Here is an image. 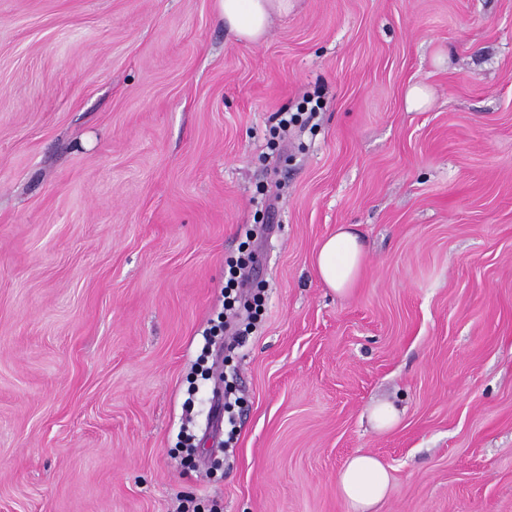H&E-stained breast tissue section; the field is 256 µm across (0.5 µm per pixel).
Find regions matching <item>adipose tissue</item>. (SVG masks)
I'll list each match as a JSON object with an SVG mask.
<instances>
[{
	"instance_id": "adipose-tissue-1",
	"label": "adipose tissue",
	"mask_w": 512,
	"mask_h": 512,
	"mask_svg": "<svg viewBox=\"0 0 512 512\" xmlns=\"http://www.w3.org/2000/svg\"><path fill=\"white\" fill-rule=\"evenodd\" d=\"M224 27L237 40L256 43L268 32L274 16L285 15L294 0H218ZM364 247L358 234L344 224L321 241L314 253V268L323 284L337 294H349L363 268ZM336 486L350 512H372L389 489V475L374 455L349 458L336 474Z\"/></svg>"
}]
</instances>
